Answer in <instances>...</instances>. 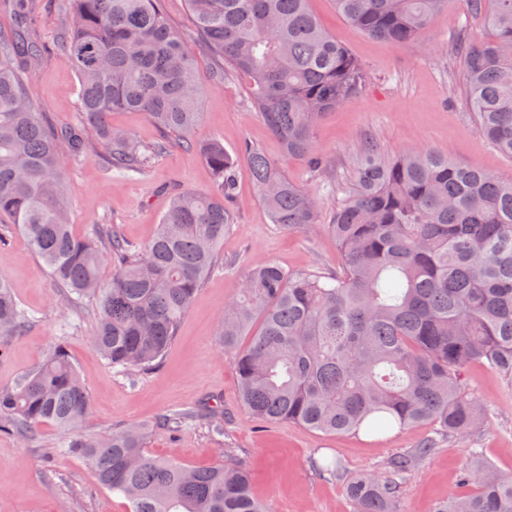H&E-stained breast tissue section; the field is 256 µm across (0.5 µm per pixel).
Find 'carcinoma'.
<instances>
[{"instance_id": "cac0c4a2", "label": "carcinoma", "mask_w": 512, "mask_h": 512, "mask_svg": "<svg viewBox=\"0 0 512 512\" xmlns=\"http://www.w3.org/2000/svg\"><path fill=\"white\" fill-rule=\"evenodd\" d=\"M0 2L16 21L0 31V232L25 235L67 301H95L91 339L112 368L127 376L149 371L175 340L233 231L244 162L277 228L328 236L340 255L338 268L323 273L254 264L224 304L217 346L233 355L244 410L329 436L431 423L441 435L463 437L480 422L467 369L482 364L512 381V180L428 148L387 158L364 135L348 195L326 220L260 146L245 142L232 155L216 138L195 137L205 91L224 86L232 71L284 153L313 171L327 167L314 130L368 77L309 0H188L191 42L168 21L163 0H65L62 36L83 120L64 129L44 120L28 89L44 57L29 25L34 0ZM470 2L493 36L457 40L463 101L484 136L512 158V0ZM331 3L364 34L401 43L422 36L447 0ZM198 54L210 59L205 73ZM117 111L144 113L162 140L144 146L113 131L105 117ZM171 139L210 167V190L173 193L140 250L111 224L77 236L63 155L78 160L101 146L108 167L141 175ZM106 264L112 278L103 282ZM33 320L0 276V335L20 336ZM91 409L58 343L36 370L0 388V433L26 440L42 423L58 426L65 431L59 448L88 459L128 512H269L231 450L220 465L188 467L149 453L141 426L74 434ZM197 418L174 410L163 424L180 428ZM436 447L437 439H426L391 457L385 475L349 479L353 512H400L401 482ZM463 484L474 488L431 512H512V476L481 462Z\"/></svg>"}]
</instances>
